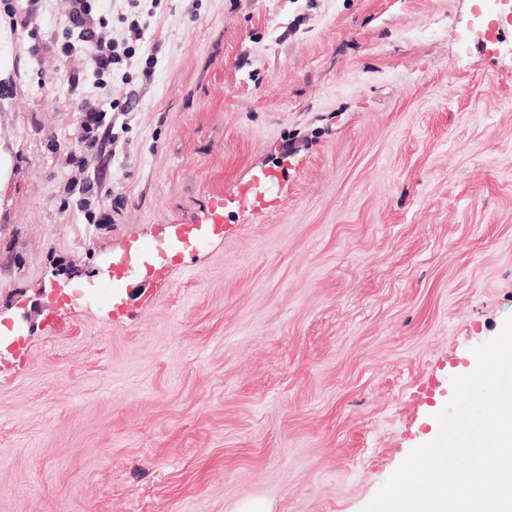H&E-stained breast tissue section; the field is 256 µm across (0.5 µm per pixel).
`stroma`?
I'll use <instances>...</instances> for the list:
<instances>
[{"label":"stroma","mask_w":512,"mask_h":512,"mask_svg":"<svg viewBox=\"0 0 512 512\" xmlns=\"http://www.w3.org/2000/svg\"><path fill=\"white\" fill-rule=\"evenodd\" d=\"M8 3L0 512H360L512 315V0H161L103 85Z\"/></svg>","instance_id":"1"}]
</instances>
